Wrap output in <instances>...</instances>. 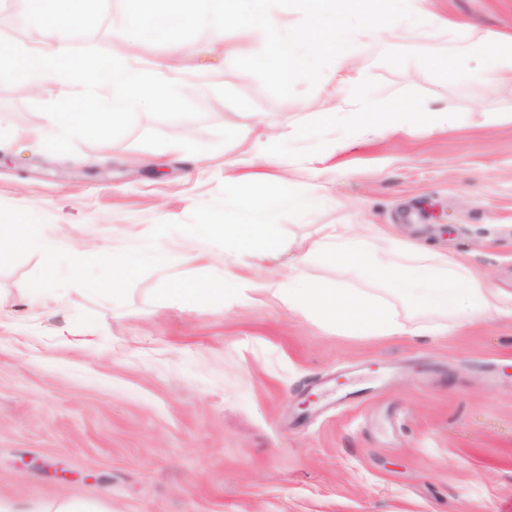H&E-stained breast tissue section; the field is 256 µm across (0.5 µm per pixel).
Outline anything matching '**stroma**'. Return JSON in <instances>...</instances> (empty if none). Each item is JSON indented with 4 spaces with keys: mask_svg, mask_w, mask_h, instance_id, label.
Returning a JSON list of instances; mask_svg holds the SVG:
<instances>
[{
    "mask_svg": "<svg viewBox=\"0 0 512 512\" xmlns=\"http://www.w3.org/2000/svg\"><path fill=\"white\" fill-rule=\"evenodd\" d=\"M419 2L447 27L364 54L363 92L447 113L453 130L358 140L332 174L310 161L311 104L338 65L328 51L317 77L285 89L263 35L227 61L206 28L138 37L127 0H107L73 47L129 48L148 66L186 46L180 64L204 77L186 94L200 115L141 112L124 136L76 141L70 155L33 139L57 79L0 84V220L39 225L55 243L46 281L38 246L0 251L1 498L97 494L112 512H512L511 318L487 314L444 338L343 336L261 294L179 300L174 288L223 281V242L194 264L164 259L188 225L237 223L231 143L294 125L308 139L285 177L344 205L284 214L281 237L381 224L512 293V87L472 79L467 56L433 55L463 41L465 20L512 40V0ZM25 9L0 0V37L34 46ZM392 11L390 0L331 9L353 33ZM125 263L134 269L112 291V267ZM340 375L373 396L337 402Z\"/></svg>",
    "mask_w": 512,
    "mask_h": 512,
    "instance_id": "1",
    "label": "stroma"
}]
</instances>
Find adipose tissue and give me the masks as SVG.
Segmentation results:
<instances>
[{
    "label": "adipose tissue",
    "mask_w": 512,
    "mask_h": 512,
    "mask_svg": "<svg viewBox=\"0 0 512 512\" xmlns=\"http://www.w3.org/2000/svg\"><path fill=\"white\" fill-rule=\"evenodd\" d=\"M263 0H129L127 20L133 32L160 33L159 15L176 18L179 25H202L212 34L214 50L231 57L246 50L255 32H264L273 59V74L286 83L297 73L310 71L314 59L324 51L337 53L342 63L336 73L337 88L355 89L365 72L357 58L367 45L397 47L426 26L430 17L417 9L415 0H398V16H375L361 25L357 36L333 20H323L329 0H311L314 18L322 22L321 38L301 34L287 37L281 20L266 12ZM235 29L237 41L225 43L226 29ZM461 53L477 63V74L497 75L512 85V68L505 67L499 38L479 26H468L459 46ZM332 97H325L318 118L326 136L318 145L316 160L326 164L337 152L353 147L349 134H335L336 125L354 126L358 133L375 138H393L408 118L430 134L448 130V118L423 109L381 112L366 97H357L353 111L337 117ZM298 134L285 130L264 139L241 140L238 154L288 167L286 142ZM242 217L238 223L212 221L190 229L182 248L170 254L173 263L207 258L205 242L224 240L232 246L224 263V278L238 282L241 290L264 292L287 304L289 310L319 320L346 336L391 338L425 332L445 336L463 322L489 311L504 312L506 298L489 288L463 260L447 253L393 237L377 224H324L318 234L302 240L282 241L277 236L282 212L308 213L329 205L318 186L296 191L291 181L276 180L256 192L253 178L238 179ZM290 254L291 266L282 281H238L234 272L243 264L257 271L273 269L282 254ZM320 262L355 269L368 289L346 288L313 279L308 269Z\"/></svg>",
    "instance_id": "1"
}]
</instances>
